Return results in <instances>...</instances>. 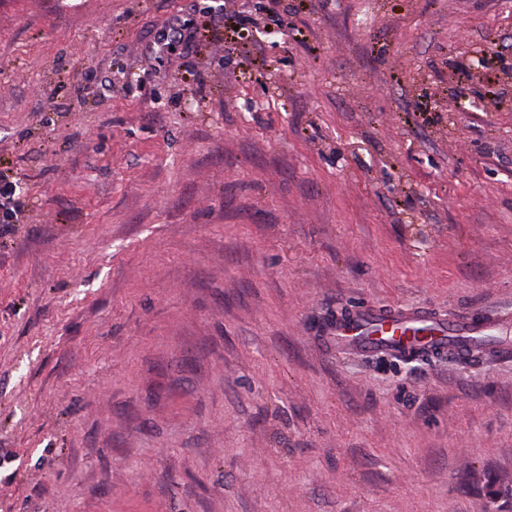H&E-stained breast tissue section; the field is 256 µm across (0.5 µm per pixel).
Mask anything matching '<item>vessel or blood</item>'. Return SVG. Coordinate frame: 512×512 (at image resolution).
Segmentation results:
<instances>
[{
	"instance_id": "b4317fda",
	"label": "vessel or blood",
	"mask_w": 512,
	"mask_h": 512,
	"mask_svg": "<svg viewBox=\"0 0 512 512\" xmlns=\"http://www.w3.org/2000/svg\"><path fill=\"white\" fill-rule=\"evenodd\" d=\"M423 330L426 341L416 349L408 332ZM338 352L404 359L478 361L512 359V313H462L443 317L426 307L384 309L371 304L348 308L328 331Z\"/></svg>"
}]
</instances>
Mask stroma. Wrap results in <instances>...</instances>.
<instances>
[{
  "instance_id": "35a3bbf8",
  "label": "stroma",
  "mask_w": 512,
  "mask_h": 512,
  "mask_svg": "<svg viewBox=\"0 0 512 512\" xmlns=\"http://www.w3.org/2000/svg\"><path fill=\"white\" fill-rule=\"evenodd\" d=\"M263 2L0 0V512H512V362L320 339L512 307V0ZM20 180L0 176V236L13 232L27 210L28 194Z\"/></svg>"
}]
</instances>
